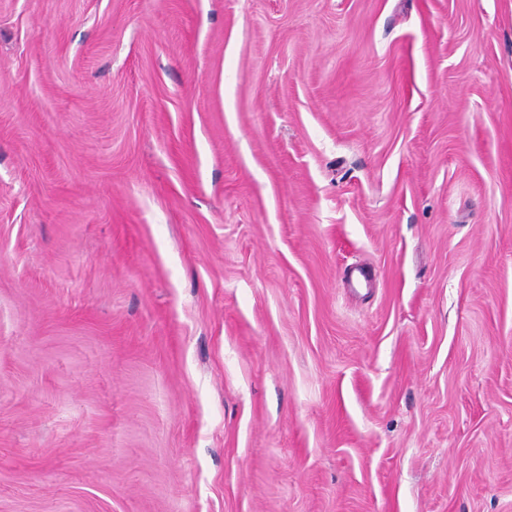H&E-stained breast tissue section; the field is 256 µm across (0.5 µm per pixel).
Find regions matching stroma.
<instances>
[{
    "mask_svg": "<svg viewBox=\"0 0 512 512\" xmlns=\"http://www.w3.org/2000/svg\"><path fill=\"white\" fill-rule=\"evenodd\" d=\"M0 512H512V0H0Z\"/></svg>",
    "mask_w": 512,
    "mask_h": 512,
    "instance_id": "1",
    "label": "stroma"
}]
</instances>
